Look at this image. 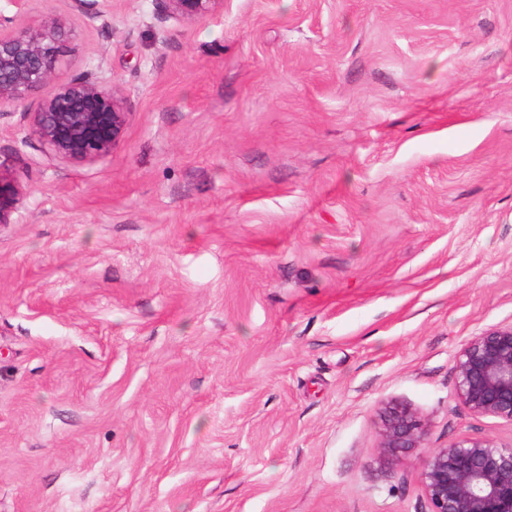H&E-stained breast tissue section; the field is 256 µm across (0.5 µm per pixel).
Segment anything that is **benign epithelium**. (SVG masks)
<instances>
[{
  "label": "benign epithelium",
  "instance_id": "obj_1",
  "mask_svg": "<svg viewBox=\"0 0 512 512\" xmlns=\"http://www.w3.org/2000/svg\"><path fill=\"white\" fill-rule=\"evenodd\" d=\"M90 20L112 0H71ZM161 14L192 23L224 10V0H156ZM76 32L59 16L0 30V112L22 108L30 135L74 165L110 155L123 139L130 103L121 89L95 71L58 79L66 43ZM23 189L0 169V224L10 223ZM460 404L476 416L512 423V325L471 338L454 363ZM426 431L407 406L381 410L380 448L395 455L421 448ZM419 482L425 512H512V442L472 435L445 448L421 452Z\"/></svg>",
  "mask_w": 512,
  "mask_h": 512
}]
</instances>
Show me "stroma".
<instances>
[{"instance_id": "1", "label": "stroma", "mask_w": 512, "mask_h": 512, "mask_svg": "<svg viewBox=\"0 0 512 512\" xmlns=\"http://www.w3.org/2000/svg\"><path fill=\"white\" fill-rule=\"evenodd\" d=\"M47 14L131 115L74 165L0 112V512H421L385 404L512 441L454 375L512 324V0ZM23 195V189L17 180L0 167V224L10 223L13 209L20 203Z\"/></svg>"}]
</instances>
